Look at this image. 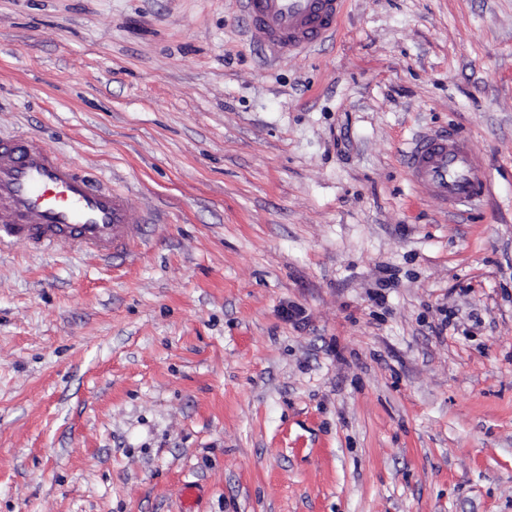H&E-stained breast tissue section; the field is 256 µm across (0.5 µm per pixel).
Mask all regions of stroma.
<instances>
[{"label":"stroma","mask_w":512,"mask_h":512,"mask_svg":"<svg viewBox=\"0 0 512 512\" xmlns=\"http://www.w3.org/2000/svg\"><path fill=\"white\" fill-rule=\"evenodd\" d=\"M465 138L452 223L404 152ZM144 217L0 246V512H512V0H0V136ZM344 0H243L249 35L276 58L308 51L336 32Z\"/></svg>","instance_id":"obj_1"}]
</instances>
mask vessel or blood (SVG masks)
I'll use <instances>...</instances> for the list:
<instances>
[{
	"label": "vessel or blood",
	"mask_w": 512,
	"mask_h": 512,
	"mask_svg": "<svg viewBox=\"0 0 512 512\" xmlns=\"http://www.w3.org/2000/svg\"><path fill=\"white\" fill-rule=\"evenodd\" d=\"M249 35L277 58L308 51L335 33L343 0H243ZM412 181L447 209L469 206L488 175L458 136L425 135L405 151ZM143 216L130 198L104 186L37 141H0V244L80 245L109 259L133 252Z\"/></svg>",
	"instance_id": "vessel-or-blood-1"
}]
</instances>
